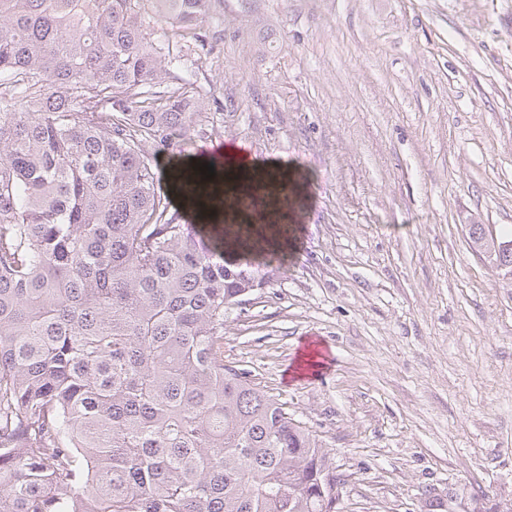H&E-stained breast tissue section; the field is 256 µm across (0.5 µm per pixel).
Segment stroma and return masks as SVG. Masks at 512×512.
<instances>
[{
	"label": "stroma",
	"instance_id": "35a3bbf8",
	"mask_svg": "<svg viewBox=\"0 0 512 512\" xmlns=\"http://www.w3.org/2000/svg\"><path fill=\"white\" fill-rule=\"evenodd\" d=\"M180 77L206 132L306 181L282 272L224 317V362L325 444L343 512H512V271L467 227L512 230V0H220ZM329 365L294 375L307 341Z\"/></svg>",
	"mask_w": 512,
	"mask_h": 512
}]
</instances>
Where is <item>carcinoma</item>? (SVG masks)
<instances>
[{
	"mask_svg": "<svg viewBox=\"0 0 512 512\" xmlns=\"http://www.w3.org/2000/svg\"><path fill=\"white\" fill-rule=\"evenodd\" d=\"M148 2L201 43L217 0ZM139 5L0 0V512H325L329 450L224 363V313L279 270L222 258L156 187L201 103ZM468 236L512 270V239Z\"/></svg>",
	"mask_w": 512,
	"mask_h": 512,
	"instance_id": "obj_1",
	"label": "carcinoma"
}]
</instances>
